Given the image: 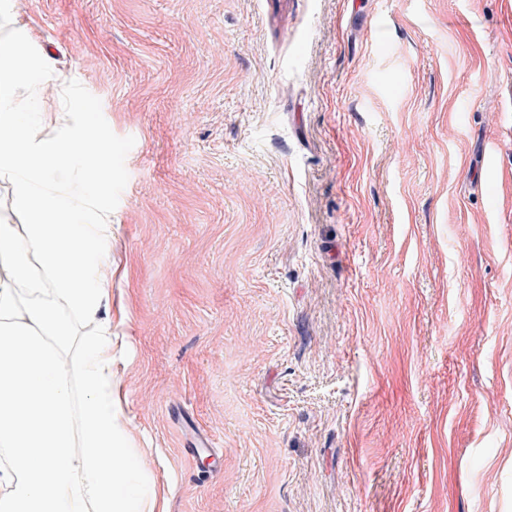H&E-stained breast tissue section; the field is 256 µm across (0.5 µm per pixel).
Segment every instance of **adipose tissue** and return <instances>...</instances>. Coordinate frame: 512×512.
Masks as SVG:
<instances>
[{"instance_id":"ef3b65f1","label":"adipose tissue","mask_w":512,"mask_h":512,"mask_svg":"<svg viewBox=\"0 0 512 512\" xmlns=\"http://www.w3.org/2000/svg\"><path fill=\"white\" fill-rule=\"evenodd\" d=\"M29 44L0 6V512H158L134 478L112 370L111 145ZM49 84L72 119L62 129L41 110ZM77 321L93 334L75 339Z\"/></svg>"}]
</instances>
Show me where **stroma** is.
Listing matches in <instances>:
<instances>
[{"mask_svg":"<svg viewBox=\"0 0 512 512\" xmlns=\"http://www.w3.org/2000/svg\"><path fill=\"white\" fill-rule=\"evenodd\" d=\"M15 2L112 143L145 492L512 512V0Z\"/></svg>","mask_w":512,"mask_h":512,"instance_id":"35a3bbf8","label":"stroma"}]
</instances>
